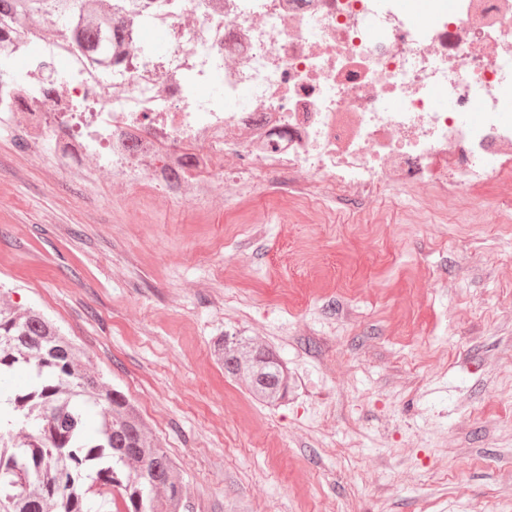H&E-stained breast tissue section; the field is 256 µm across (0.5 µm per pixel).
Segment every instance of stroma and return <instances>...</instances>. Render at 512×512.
I'll return each instance as SVG.
<instances>
[{"mask_svg":"<svg viewBox=\"0 0 512 512\" xmlns=\"http://www.w3.org/2000/svg\"><path fill=\"white\" fill-rule=\"evenodd\" d=\"M0 286L140 408L188 512H512V157L340 205L65 188L0 124ZM288 367L255 403L211 348Z\"/></svg>","mask_w":512,"mask_h":512,"instance_id":"1","label":"stroma"}]
</instances>
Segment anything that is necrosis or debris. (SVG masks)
<instances>
[{
  "label": "necrosis or debris",
  "instance_id": "necrosis-or-debris-1",
  "mask_svg": "<svg viewBox=\"0 0 512 512\" xmlns=\"http://www.w3.org/2000/svg\"><path fill=\"white\" fill-rule=\"evenodd\" d=\"M125 50L93 70L71 61L51 109L0 103L67 182L96 158L113 178L182 206L306 172L364 197L447 174L486 178L512 155V0H125ZM167 53L140 51L148 30ZM216 91L198 94L200 86ZM447 97L448 109L433 105Z\"/></svg>",
  "mask_w": 512,
  "mask_h": 512
}]
</instances>
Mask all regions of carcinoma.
Segmentation results:
<instances>
[{
	"mask_svg": "<svg viewBox=\"0 0 512 512\" xmlns=\"http://www.w3.org/2000/svg\"><path fill=\"white\" fill-rule=\"evenodd\" d=\"M115 0H0V41L62 23L59 35L96 66L112 61ZM43 106L59 86L56 61L35 60ZM27 76L0 57V91ZM77 348L43 313L0 305V375L23 373L24 384L0 385V512H182L186 486L177 465L153 439L120 391L88 374ZM214 356L224 375L275 406L288 396V368L276 351L243 336L223 337ZM26 428L29 440L15 439Z\"/></svg>",
	"mask_w": 512,
	"mask_h": 512,
	"instance_id": "1",
	"label": "carcinoma"
}]
</instances>
